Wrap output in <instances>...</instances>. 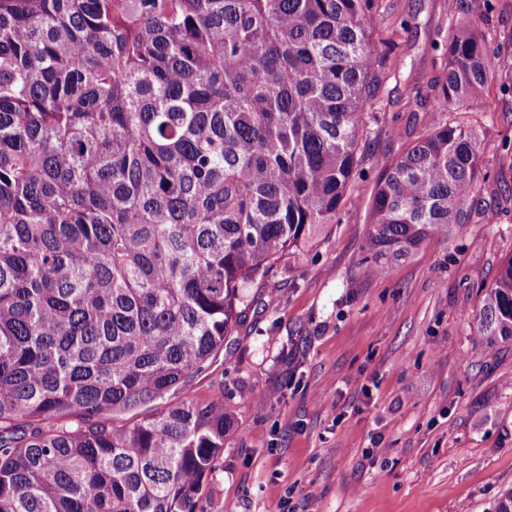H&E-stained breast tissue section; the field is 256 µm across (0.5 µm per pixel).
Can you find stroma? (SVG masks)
I'll list each match as a JSON object with an SVG mask.
<instances>
[{
  "mask_svg": "<svg viewBox=\"0 0 512 512\" xmlns=\"http://www.w3.org/2000/svg\"><path fill=\"white\" fill-rule=\"evenodd\" d=\"M495 78L455 113L478 131L487 220L364 273L367 208L416 87L460 18L448 0H384L392 36L352 199L283 256L224 351L179 393L223 396L234 422L200 512H490L512 488V345L476 336L483 288L512 255V0H484Z\"/></svg>",
  "mask_w": 512,
  "mask_h": 512,
  "instance_id": "obj_1",
  "label": "stroma"
}]
</instances>
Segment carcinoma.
<instances>
[{"mask_svg":"<svg viewBox=\"0 0 512 512\" xmlns=\"http://www.w3.org/2000/svg\"><path fill=\"white\" fill-rule=\"evenodd\" d=\"M382 0H0V512H197L231 431L183 399L247 284L336 223L391 68ZM387 166L371 276L470 223L473 4ZM477 335L512 343V255ZM74 423H69V420Z\"/></svg>","mask_w":512,"mask_h":512,"instance_id":"1","label":"carcinoma"}]
</instances>
